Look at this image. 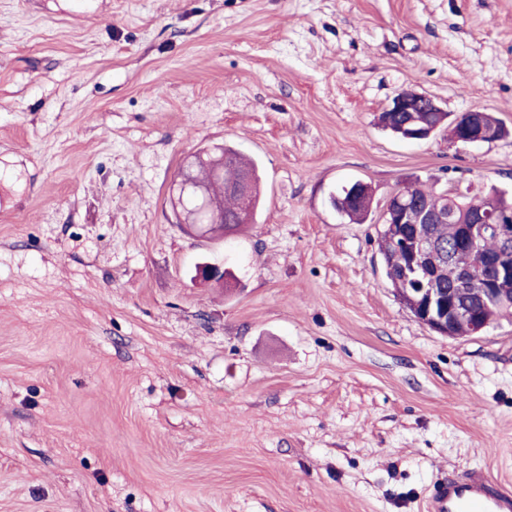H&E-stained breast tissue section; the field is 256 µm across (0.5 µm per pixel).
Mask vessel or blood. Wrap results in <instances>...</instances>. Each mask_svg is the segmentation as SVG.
Returning a JSON list of instances; mask_svg holds the SVG:
<instances>
[{
	"label": "vessel or blood",
	"instance_id": "vessel-or-blood-1",
	"mask_svg": "<svg viewBox=\"0 0 512 512\" xmlns=\"http://www.w3.org/2000/svg\"><path fill=\"white\" fill-rule=\"evenodd\" d=\"M427 512H512V492L481 470L437 481Z\"/></svg>",
	"mask_w": 512,
	"mask_h": 512
}]
</instances>
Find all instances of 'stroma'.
Instances as JSON below:
<instances>
[{"label": "stroma", "mask_w": 512, "mask_h": 512, "mask_svg": "<svg viewBox=\"0 0 512 512\" xmlns=\"http://www.w3.org/2000/svg\"><path fill=\"white\" fill-rule=\"evenodd\" d=\"M412 90L507 133L378 123ZM259 165L230 240L186 157ZM360 180L371 214L331 194ZM512 193V0H0V512H425L512 485V320L452 339L385 279L410 182ZM224 266L204 286L197 264ZM485 112L484 110L474 109L464 112L460 116H458L459 114L456 115V117L458 116L456 121H460L464 117L462 137L457 142L462 144L491 143L500 138L502 130L498 120L490 112H487L485 116ZM484 116L487 128L485 127ZM487 129L493 132L494 140H490L491 133ZM356 186L351 187L349 191L342 188L338 196H332L331 201L339 213L346 216L350 221H362L368 214L372 204V191L366 184V191L363 187H358V193L352 198V193ZM427 512H511L512 493L482 470L437 481Z\"/></svg>", "instance_id": "35a3bbf8"}]
</instances>
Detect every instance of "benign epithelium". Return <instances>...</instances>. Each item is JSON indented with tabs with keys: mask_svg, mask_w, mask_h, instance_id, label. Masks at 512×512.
Returning a JSON list of instances; mask_svg holds the SVG:
<instances>
[{
	"mask_svg": "<svg viewBox=\"0 0 512 512\" xmlns=\"http://www.w3.org/2000/svg\"><path fill=\"white\" fill-rule=\"evenodd\" d=\"M420 103L417 93L402 91L392 100L387 108L389 112H416ZM485 111L469 110L462 114V144L490 142L491 133L484 123ZM211 165L224 167L229 161L224 157V150H219L207 157L193 154L179 174L175 189L180 193L189 192L208 202L212 214L211 224L207 230L224 234V210L210 200L209 191L203 182L196 179L194 170L197 166ZM229 188L240 198V206L232 224L250 222L251 201L249 178L239 175L229 183ZM470 209L468 222L460 225L457 245L448 247L443 255L444 264L448 265V284L439 283L435 276L426 274V284L413 289V309L415 318L427 327L449 338L456 337L455 329L463 326L468 334L475 336L487 329L490 324L488 308L491 302H504L512 298V217L503 215L492 207L477 201L468 203ZM412 241L409 247L410 266L418 268L424 264L426 256L437 249L434 239L430 237L423 225L442 224L449 214L443 208H431L419 205L415 208ZM494 238L497 248L489 256V274L482 287L468 295L463 288L468 283L464 269L456 266V258L463 248H476L488 238Z\"/></svg>",
	"mask_w": 512,
	"mask_h": 512,
	"instance_id": "benign-epithelium-1",
	"label": "benign epithelium"
}]
</instances>
